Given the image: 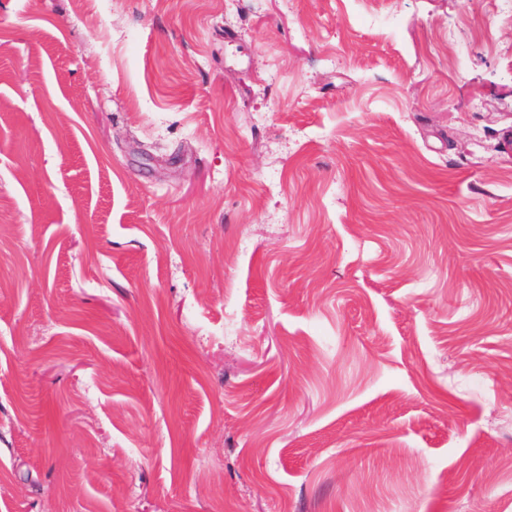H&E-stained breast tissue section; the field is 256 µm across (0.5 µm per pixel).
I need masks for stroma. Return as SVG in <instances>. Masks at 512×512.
<instances>
[{"label": "stroma", "mask_w": 512, "mask_h": 512, "mask_svg": "<svg viewBox=\"0 0 512 512\" xmlns=\"http://www.w3.org/2000/svg\"><path fill=\"white\" fill-rule=\"evenodd\" d=\"M0 512H512L492 0H0Z\"/></svg>", "instance_id": "stroma-1"}]
</instances>
